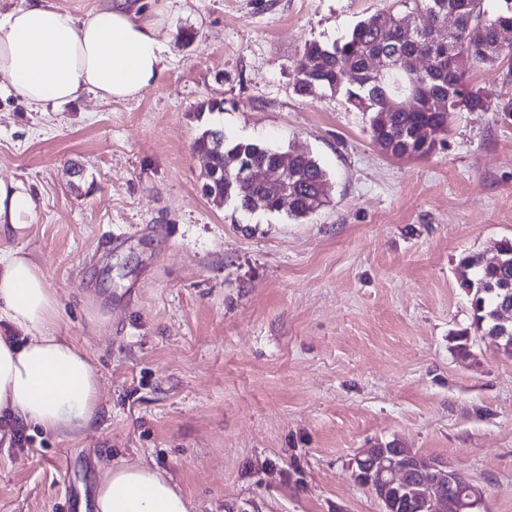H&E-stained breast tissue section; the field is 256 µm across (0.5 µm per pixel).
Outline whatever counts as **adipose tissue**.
I'll list each match as a JSON object with an SVG mask.
<instances>
[{
    "label": "adipose tissue",
    "instance_id": "1",
    "mask_svg": "<svg viewBox=\"0 0 512 512\" xmlns=\"http://www.w3.org/2000/svg\"><path fill=\"white\" fill-rule=\"evenodd\" d=\"M160 20H139L124 0L83 19L27 0L0 15V75L28 107L63 105L87 92L125 100L158 82L164 69ZM36 203L22 182L0 179V234L23 236ZM59 302L25 253H0V319L23 343L0 335V416L74 436L99 411L100 379L89 356L57 334ZM96 512H189L162 472L143 464L109 466L98 478Z\"/></svg>",
    "mask_w": 512,
    "mask_h": 512
}]
</instances>
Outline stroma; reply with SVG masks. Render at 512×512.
<instances>
[{
	"label": "stroma",
	"mask_w": 512,
	"mask_h": 512,
	"mask_svg": "<svg viewBox=\"0 0 512 512\" xmlns=\"http://www.w3.org/2000/svg\"><path fill=\"white\" fill-rule=\"evenodd\" d=\"M159 82L40 112L0 94V178L30 188L24 237L59 301V335L101 380L77 437L0 420V512H94L108 465L147 463L190 512H381L354 478L361 450L396 442L512 512V359L480 337L455 268L512 238V83L503 59L469 82L436 150L395 158L343 95L294 90L305 43H330L400 0H173ZM223 113L197 115L209 99ZM310 153L330 201L305 218L243 213L202 192L207 127ZM123 235L106 248L107 234ZM26 444H16L17 435ZM67 476H60V467Z\"/></svg>",
	"instance_id": "1"
}]
</instances>
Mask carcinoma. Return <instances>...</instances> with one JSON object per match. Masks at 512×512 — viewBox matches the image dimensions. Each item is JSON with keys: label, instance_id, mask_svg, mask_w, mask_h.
Wrapping results in <instances>:
<instances>
[{"label": "carcinoma", "instance_id": "cac0c4a2", "mask_svg": "<svg viewBox=\"0 0 512 512\" xmlns=\"http://www.w3.org/2000/svg\"><path fill=\"white\" fill-rule=\"evenodd\" d=\"M459 10L456 32L445 42L432 41V29L448 24V6ZM512 29V0H499L494 11L485 0H413V8L400 16L377 13L360 20L348 35L332 44L304 45L295 69L294 90L304 95L318 85L334 93L361 112L370 113V138L383 152L394 157H426L433 153L438 137L448 133L456 112H483L485 104L468 84V75L478 64H494L501 55L498 32ZM461 60V67L448 69V54ZM417 97L418 108L389 110L387 101ZM193 148L209 156L224 170V181L210 185L206 196L218 206L229 201L239 208L237 174L245 165L268 167L281 150L245 140H228L221 129L207 128L194 140ZM288 185L285 188L259 184L253 191L254 210L284 212L304 218L326 205L330 185L326 172L309 154L288 151ZM499 256L507 264L489 263L478 253L463 255L456 269L458 287L470 301V326L450 337L451 349L461 358L470 356L471 336L488 338L505 356L512 357L511 333L497 332L503 320L500 294L512 290V239L497 243ZM396 461L409 471L406 487L387 495L389 512H412L409 501L425 505L438 480L437 460L410 448H392ZM480 487L468 482L448 466V482L441 494L455 502L476 495Z\"/></svg>", "mask_w": 512, "mask_h": 512}]
</instances>
